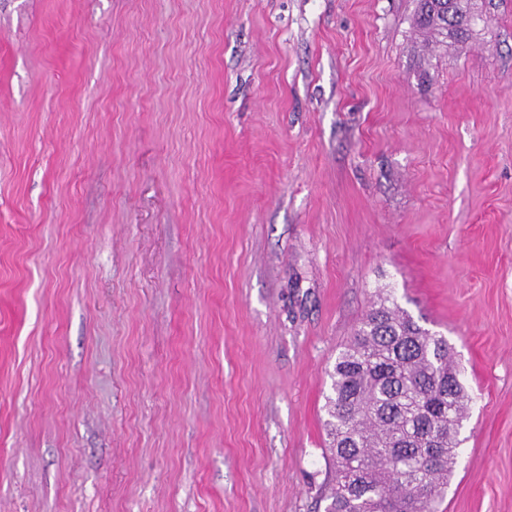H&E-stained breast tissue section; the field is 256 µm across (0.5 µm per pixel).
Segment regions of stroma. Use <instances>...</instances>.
I'll list each match as a JSON object with an SVG mask.
<instances>
[{
  "instance_id": "1",
  "label": "stroma",
  "mask_w": 512,
  "mask_h": 512,
  "mask_svg": "<svg viewBox=\"0 0 512 512\" xmlns=\"http://www.w3.org/2000/svg\"><path fill=\"white\" fill-rule=\"evenodd\" d=\"M0 0V512H323L379 294L512 512V0ZM470 0H420L416 14L418 26L453 35L457 39H466L471 31L467 27H456L450 30L451 19L456 16L461 19L469 13Z\"/></svg>"
}]
</instances>
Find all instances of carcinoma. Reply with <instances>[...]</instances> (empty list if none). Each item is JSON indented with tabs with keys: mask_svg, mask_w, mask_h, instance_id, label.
<instances>
[{
	"mask_svg": "<svg viewBox=\"0 0 512 512\" xmlns=\"http://www.w3.org/2000/svg\"><path fill=\"white\" fill-rule=\"evenodd\" d=\"M470 0H419L418 26L469 37L451 19ZM326 422L334 472L325 512H434L452 471L469 396L448 340L388 296L336 357Z\"/></svg>",
	"mask_w": 512,
	"mask_h": 512,
	"instance_id": "obj_1",
	"label": "carcinoma"
}]
</instances>
